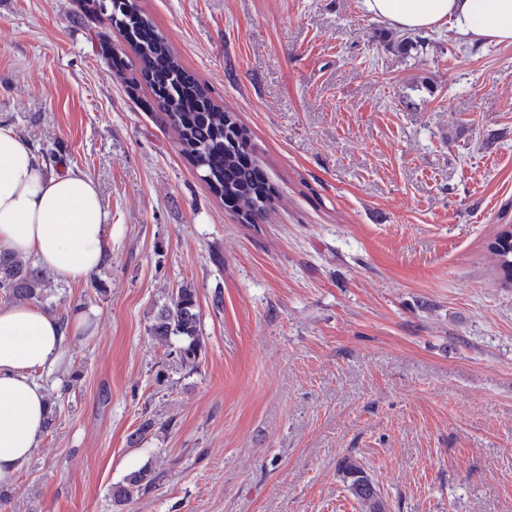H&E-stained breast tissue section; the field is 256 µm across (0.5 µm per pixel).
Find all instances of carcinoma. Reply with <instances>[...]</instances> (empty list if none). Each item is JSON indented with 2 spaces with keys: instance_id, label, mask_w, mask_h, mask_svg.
<instances>
[{
  "instance_id": "1",
  "label": "carcinoma",
  "mask_w": 512,
  "mask_h": 512,
  "mask_svg": "<svg viewBox=\"0 0 512 512\" xmlns=\"http://www.w3.org/2000/svg\"><path fill=\"white\" fill-rule=\"evenodd\" d=\"M87 13L108 17L112 27L123 33L137 58V73L150 85L157 68L164 67L169 82L154 94L159 111L177 132L180 153L201 173L202 180L219 199L237 200V215L247 223L259 220L272 205L271 188L259 185L252 169L241 163L248 147L249 132L233 112L218 107L210 90L188 75L180 60L164 39L135 42L130 30L153 28L151 22L135 5L124 6L114 0H84ZM490 269L504 286L512 285V224H503L486 245ZM0 297L19 302L47 299L43 270L30 260L0 254ZM200 315L197 292L190 286L177 290L170 304L163 306L149 334L178 344L171 352L184 370L195 371L205 358L200 336ZM347 493L357 503L359 512H388L382 493L363 464L352 456L343 457L337 467ZM155 477L147 469L132 472L123 484L112 487L116 504L127 503L133 496L148 490Z\"/></svg>"
}]
</instances>
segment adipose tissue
<instances>
[{
  "label": "adipose tissue",
  "instance_id": "1",
  "mask_svg": "<svg viewBox=\"0 0 512 512\" xmlns=\"http://www.w3.org/2000/svg\"><path fill=\"white\" fill-rule=\"evenodd\" d=\"M368 13L402 30L453 22L472 39L512 44V0H364ZM110 236L97 184L85 173L47 172L31 143L0 123V251L35 259L79 283L104 261ZM34 303H0V485L13 483L38 448L50 412L40 374L88 330Z\"/></svg>",
  "mask_w": 512,
  "mask_h": 512
}]
</instances>
